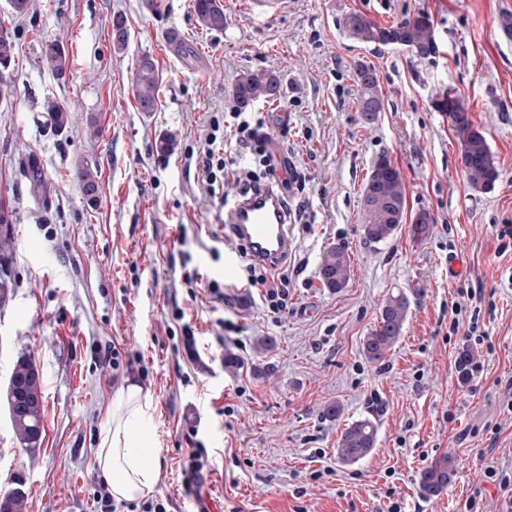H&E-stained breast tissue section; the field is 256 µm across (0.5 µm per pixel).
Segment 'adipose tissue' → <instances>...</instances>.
I'll use <instances>...</instances> for the list:
<instances>
[{"label":"adipose tissue","mask_w":512,"mask_h":512,"mask_svg":"<svg viewBox=\"0 0 512 512\" xmlns=\"http://www.w3.org/2000/svg\"><path fill=\"white\" fill-rule=\"evenodd\" d=\"M152 410L149 392L137 382H127L112 396V429L101 440L96 466L116 501L147 498L157 485L159 450L147 431Z\"/></svg>","instance_id":"adipose-tissue-1"}]
</instances>
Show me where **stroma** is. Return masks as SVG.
<instances>
[{
  "label": "stroma",
  "instance_id": "1",
  "mask_svg": "<svg viewBox=\"0 0 512 512\" xmlns=\"http://www.w3.org/2000/svg\"><path fill=\"white\" fill-rule=\"evenodd\" d=\"M227 24L196 20L194 0H33L0 27L15 43L11 91L0 97V389L19 357L40 372L43 428L34 450L15 441L0 404V494L22 487L26 512H97L104 479L95 457L117 385L132 379L153 399L160 448L154 493L115 512H456L480 493L500 512L487 467L512 472V254L498 255L512 224V38L501 28L512 0H291L274 18L248 0H222ZM388 26L427 17L437 53L349 38L344 17ZM123 18L128 46H112ZM67 53L64 77L42 62L44 42ZM159 73L157 106L140 112L132 87L141 55ZM379 77L383 110L362 126L356 61ZM277 73V97L257 103L270 140L305 176L290 189L306 210L290 223L288 307L272 313L245 269L224 278L238 240L225 208L202 193L188 154L213 118L235 102L247 72ZM469 107L500 177L473 188L459 140L438 108L446 93ZM53 97L70 112L54 132L42 110ZM174 147L160 153L163 135ZM387 157L406 191L404 220L387 242L364 240L360 195L375 160ZM98 170L95 201L78 173ZM38 168L33 185L27 167ZM429 213L432 224L416 219ZM347 246L350 279L323 288L318 267L331 245ZM456 270H449V261ZM222 282L223 298L209 280ZM482 291L483 344L449 336L460 290ZM416 292L401 339L369 362L364 336L391 293ZM482 363L464 375L461 350ZM115 359L105 372V358ZM343 408L324 419L329 404ZM373 418L378 441L366 459L336 455L349 422ZM500 433H493V426ZM203 468H187L190 453ZM448 455L455 475L439 495L420 475Z\"/></svg>",
  "mask_w": 512,
  "mask_h": 512
}]
</instances>
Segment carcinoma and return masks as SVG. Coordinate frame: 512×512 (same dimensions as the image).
<instances>
[{"instance_id":"cac0c4a2","label":"carcinoma","mask_w":512,"mask_h":512,"mask_svg":"<svg viewBox=\"0 0 512 512\" xmlns=\"http://www.w3.org/2000/svg\"><path fill=\"white\" fill-rule=\"evenodd\" d=\"M195 13L202 26L222 30L226 24L221 0H195ZM343 26L352 39L374 45L403 46L419 58L436 54L437 45L431 25L423 16L404 19L389 27L380 26L363 14L351 13ZM112 43L117 50L128 44V32L121 20L112 25ZM15 44L6 31L0 32V87L9 88L7 78L14 59ZM43 63L56 76L66 73L67 54L62 43L51 40L42 46ZM356 82L359 87L358 112L366 125L376 122L382 111V95L376 71L366 62L355 64ZM158 72L152 58L144 55L137 65L134 84L136 102L140 111L148 114L156 108ZM279 91V77L265 70L244 74L235 86V99L241 106H250L260 100L272 99ZM43 111L50 116L54 131L61 133L68 123L66 108L52 97L43 101ZM448 123L460 143L461 169L475 188L488 190L499 178L493 154L483 134L474 127L470 113L460 97L448 96ZM84 194L94 197L98 185V171L89 166L79 170ZM364 224L363 238L370 244H380L390 239L403 222L406 195L400 172L386 157H379L363 183L361 191ZM323 287L340 291L350 278V258L345 245L334 244L324 251L318 269ZM415 293L401 290L390 294L383 302L377 324L364 337L362 349L372 363L384 361L399 341ZM19 369L31 375L37 384L34 396L24 404L12 406L15 438L23 448H31L30 427L41 425V387L37 365L30 359L18 362ZM377 426L369 418L359 419L347 426L339 437L336 453L344 464H353L366 458L377 445ZM453 460L442 456L426 468L420 478V488L427 496H435L448 486L454 475Z\"/></svg>"}]
</instances>
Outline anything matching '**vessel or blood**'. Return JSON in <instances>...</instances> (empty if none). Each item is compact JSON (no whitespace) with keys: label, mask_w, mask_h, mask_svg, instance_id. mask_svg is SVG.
Wrapping results in <instances>:
<instances>
[{"label":"vessel or blood","mask_w":512,"mask_h":512,"mask_svg":"<svg viewBox=\"0 0 512 512\" xmlns=\"http://www.w3.org/2000/svg\"><path fill=\"white\" fill-rule=\"evenodd\" d=\"M226 222L247 248V257L274 268L292 246L283 208L281 186L267 185L235 201L226 212Z\"/></svg>","instance_id":"vessel-or-blood-1"}]
</instances>
